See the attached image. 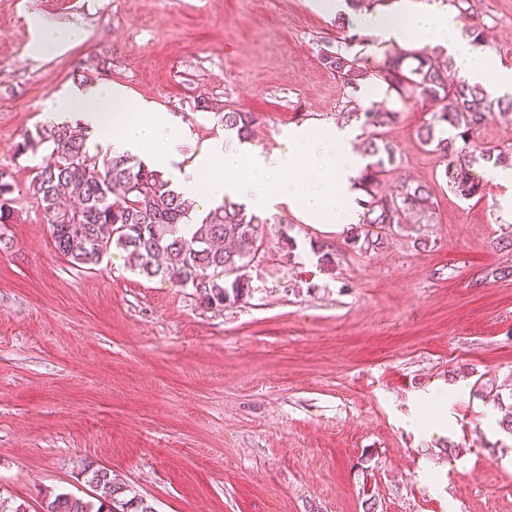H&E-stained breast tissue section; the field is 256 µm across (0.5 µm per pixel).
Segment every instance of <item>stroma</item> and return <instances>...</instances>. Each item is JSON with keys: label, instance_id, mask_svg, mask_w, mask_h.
Wrapping results in <instances>:
<instances>
[{"label": "stroma", "instance_id": "1", "mask_svg": "<svg viewBox=\"0 0 512 512\" xmlns=\"http://www.w3.org/2000/svg\"><path fill=\"white\" fill-rule=\"evenodd\" d=\"M416 2L480 24L482 51L512 68V0ZM336 13L324 0H0V172L16 210L0 225V496L43 512L45 494H89L91 462L155 512H512L498 425L512 405V274L499 275L512 271V166L482 198L456 195L417 138L437 104L353 91L321 65ZM38 24L86 38L37 56ZM103 82L188 126L185 160L235 143L230 111L253 113L249 146L268 157L348 101L383 104L398 116L379 129L396 148L382 190L419 183L432 206L366 250L278 206L245 270L250 296L221 308L119 249L78 270L29 190L47 151L18 144L56 91ZM442 388L447 435L410 429Z\"/></svg>", "mask_w": 512, "mask_h": 512}]
</instances>
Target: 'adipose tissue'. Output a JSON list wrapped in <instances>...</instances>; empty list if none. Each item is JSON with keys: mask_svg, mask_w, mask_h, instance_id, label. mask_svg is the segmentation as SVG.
Wrapping results in <instances>:
<instances>
[{"mask_svg": "<svg viewBox=\"0 0 512 512\" xmlns=\"http://www.w3.org/2000/svg\"><path fill=\"white\" fill-rule=\"evenodd\" d=\"M456 13L434 15L410 4L372 16L370 34L399 43L441 45L452 55L458 75L512 93V68L476 52L460 33ZM47 121H77L87 127L89 148L111 156L137 155L170 174L188 196L205 191L215 202L242 203L263 212L277 204L306 224L344 228L359 209L361 159L347 128L325 122L295 128L286 148L272 156L210 141L185 165L175 152L185 131L157 106L105 83L88 91H60L46 103ZM289 179L277 183L279 174Z\"/></svg>", "mask_w": 512, "mask_h": 512, "instance_id": "1", "label": "adipose tissue"}]
</instances>
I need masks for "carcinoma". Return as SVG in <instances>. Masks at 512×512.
<instances>
[{
    "label": "carcinoma",
    "instance_id": "cac0c4a2",
    "mask_svg": "<svg viewBox=\"0 0 512 512\" xmlns=\"http://www.w3.org/2000/svg\"><path fill=\"white\" fill-rule=\"evenodd\" d=\"M322 66L344 84L358 88L370 79L349 48L336 42L320 57ZM453 60L446 67L436 64L422 49H404L388 57L375 78L386 84L402 102L414 98L441 104L418 138L432 152L447 160L445 175L456 194L465 200L480 197L483 185L470 167L477 158L507 162L512 149L480 156L469 152L472 138L493 111L507 114L512 96L494 97L480 83L450 79ZM347 121L365 118L373 126L390 125L397 112L345 111ZM224 130L241 142L252 138L255 117L250 112H226ZM87 129L78 122L38 128L27 134L19 152L37 153L52 142L48 157L36 167L29 190L37 198L50 226L57 252L72 265L86 269L98 264L112 248L125 251L130 263L149 278L167 277L181 286L199 281L201 302L213 308L235 303L251 292L244 270L263 247L259 227L267 223L260 215L238 204L223 203L201 218L192 219L191 205L173 188L165 175L129 155L99 158L89 152ZM366 164L359 184L369 197L362 202L365 220L350 227L348 243L371 246L374 225L384 233L395 231L408 212L423 213L429 207L430 191L421 184L404 183L396 194L380 193L379 176L395 159L392 144L376 136L366 140ZM12 185L0 174V225L15 221ZM318 264L336 267V253L319 244L313 248ZM81 475L96 491L86 499L71 492L50 495L45 512H154V508L130 486L112 477L104 467L87 463Z\"/></svg>",
    "mask_w": 512,
    "mask_h": 512
}]
</instances>
